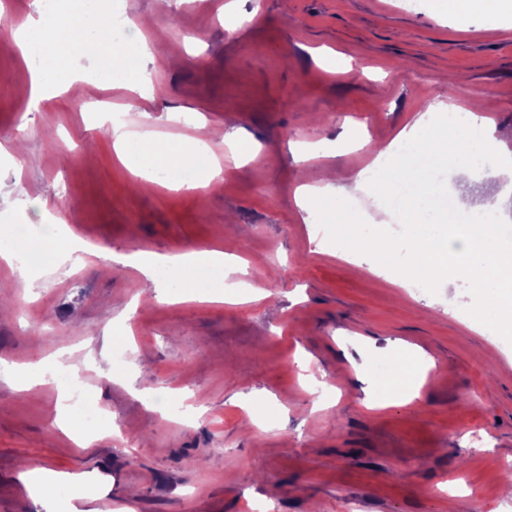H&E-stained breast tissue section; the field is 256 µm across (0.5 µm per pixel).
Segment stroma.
Returning a JSON list of instances; mask_svg holds the SVG:
<instances>
[{"instance_id": "obj_1", "label": "stroma", "mask_w": 512, "mask_h": 512, "mask_svg": "<svg viewBox=\"0 0 512 512\" xmlns=\"http://www.w3.org/2000/svg\"><path fill=\"white\" fill-rule=\"evenodd\" d=\"M111 0L125 18H152L179 67L155 65L151 97L95 83L67 86L71 108L31 113L19 97L28 67L0 39V225L42 223L54 205L94 249L175 255L219 248L247 263L224 273L225 302L161 301L136 270L103 273L52 259L30 278L0 261V360L63 357L82 373L86 407L111 433L77 445L54 423L56 384L21 391L0 380V512H45L54 488L31 495L19 465L83 475L111 512H512V344L472 324L482 298L402 286L364 252L319 253L341 225L305 224L302 183L332 170L335 185L371 163L375 148L411 127L429 102L464 87L489 118L492 157L512 161V0L493 22L448 19L440 0ZM258 13L241 29L228 17ZM354 60L336 75L319 53ZM136 107L139 130L164 139L205 123L224 177L196 192L134 188L97 125ZM237 150L224 149L225 136ZM317 147L299 165L293 150ZM452 189L465 208L496 209L512 225V179L484 171ZM269 290L245 301V287ZM135 315H128L129 305ZM137 352L116 357L120 338ZM435 362L412 403L362 400L388 362V343ZM307 368H300V360ZM188 400L191 420L160 414L137 395Z\"/></svg>"}]
</instances>
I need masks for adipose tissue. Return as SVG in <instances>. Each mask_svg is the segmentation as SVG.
I'll use <instances>...</instances> for the list:
<instances>
[{"mask_svg": "<svg viewBox=\"0 0 512 512\" xmlns=\"http://www.w3.org/2000/svg\"><path fill=\"white\" fill-rule=\"evenodd\" d=\"M35 13L21 24L0 15V29L8 33L20 56L31 65L27 90L29 109L59 97L65 65L82 58L106 62L103 81L115 87L147 91L151 85V48L142 41L116 43L112 17L101 0H80L65 9L60 0H35ZM197 137L179 141L157 139L149 134L116 127L112 130L118 159L136 183H152L175 190L197 191L222 175L223 170L207 156L205 124ZM484 143L467 134L457 120L402 130L382 148L375 160L357 171L348 186L332 193L311 185L300 189V207L308 224H342L354 227L359 217L352 192L364 190L379 209L404 224L402 242L383 235L338 239L325 245L332 255L356 248L378 263L400 268L410 278L429 286L452 289L465 281L474 292L487 296L488 304L477 321H490L503 340L512 339V247L500 244L502 225L479 223L463 213L448 188L434 177L436 169L454 165L465 177L480 166ZM49 237L33 239L20 226L0 227V260L12 262L26 253L30 264L44 263L49 255L70 256L85 250V243L56 215H49ZM467 240L461 251H449L448 233ZM108 266L130 267L151 280L161 300L192 295L202 300L224 298V254L186 252L162 255L149 252L98 250ZM393 362L373 381L365 398L369 408L392 402L409 403L418 398L423 380L434 363L416 347L393 345Z\"/></svg>", "mask_w": 512, "mask_h": 512, "instance_id": "obj_1", "label": "adipose tissue"}]
</instances>
